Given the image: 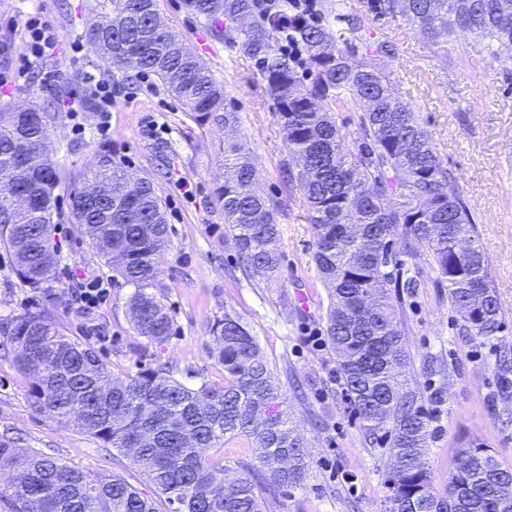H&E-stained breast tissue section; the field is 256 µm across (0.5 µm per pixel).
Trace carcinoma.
<instances>
[{
	"instance_id": "obj_1",
	"label": "carcinoma",
	"mask_w": 512,
	"mask_h": 512,
	"mask_svg": "<svg viewBox=\"0 0 512 512\" xmlns=\"http://www.w3.org/2000/svg\"><path fill=\"white\" fill-rule=\"evenodd\" d=\"M85 38L107 64L151 74L184 106L200 129L218 128L224 183L214 190L224 211V230L247 276L277 277L281 254L276 205L257 188V171L245 143L235 139L239 114L224 86L197 66L193 52L171 32L156 0H109ZM191 15L213 23V36L253 61L275 105L288 154L303 162L287 171L303 197V218L313 231V261L330 303L326 335L336 354L347 401L366 433H383L400 466L387 473V502L396 512H499L500 495L512 488L505 467L482 443L460 448L443 495L434 493L423 456L432 436L430 416L418 394L399 377L409 364L400 308L390 289L410 293L406 259L424 252L462 334L482 342L502 327V307L491 264L472 239L466 204L416 113L394 93L389 77L340 46L314 19L288 11L285 0H183ZM376 9L405 17L433 42L462 28L494 42V54L512 60V0H376ZM291 35L303 57L294 61L281 45ZM360 112L354 130L336 121V106ZM53 103L24 112L0 111V241L13 253L26 285L54 294L58 258L50 247L55 191L60 174L45 140ZM352 138L356 151L342 149ZM27 165L22 184L11 173ZM96 181L123 189L121 200L93 202L71 191L70 221L82 227L97 255L114 267L128 297L134 329L151 341L166 339L172 318L155 293L170 238L164 206L152 181L131 178L104 163ZM23 190L30 209L17 210ZM399 249H394L395 245ZM212 357L224 367V386H192L166 367L115 378L96 350L65 335L48 313L37 310L0 318V336L15 346L19 371L34 375L29 391L35 412L71 423L104 448L136 465L164 497L168 512H264L265 495L303 482V443L288 426L285 401L273 385L259 344L229 314L212 324ZM253 438L259 466L236 477L209 463L205 448L224 438ZM16 472L0 487L8 512H159L157 501L124 476H92L37 452L23 453L0 438V470Z\"/></svg>"
}]
</instances>
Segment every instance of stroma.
I'll use <instances>...</instances> for the list:
<instances>
[{
    "label": "stroma",
    "mask_w": 512,
    "mask_h": 512,
    "mask_svg": "<svg viewBox=\"0 0 512 512\" xmlns=\"http://www.w3.org/2000/svg\"><path fill=\"white\" fill-rule=\"evenodd\" d=\"M103 0H0V109H16L62 91L48 127L61 173L52 241L58 255L55 295L29 288L0 244V317L48 311L62 332L91 343L114 376L147 367H172L193 385L220 387L224 369L209 356L213 321L238 317L256 337L288 417L304 441L308 464L301 486L266 498V512H386L384 479L393 465L385 444L369 438L350 412L337 379L336 356L325 340L330 302L312 260L314 237L300 190L285 177L288 148L278 115L256 68L215 39L210 22L191 16L181 0H157L171 30L224 86L238 112V134L258 170L260 191L277 206L281 266L271 282L234 271L237 254L224 232L214 189L224 169L216 135L199 130L155 77L103 68L85 39ZM374 0H317V13L335 40L389 75L396 95L417 113L441 158L455 176L488 255L503 324L486 344L462 336L438 287L428 257L408 260L418 286L404 295L401 319L410 354L405 385L432 415L425 457L437 492H444L459 443L479 440L512 467V369L497 357L512 349V61L492 58L488 40L465 32L432 44L406 18L376 14ZM38 14L51 27L55 48L35 58L26 50L24 22ZM359 17L350 31L346 16ZM391 47L381 53V44ZM117 90L108 135L97 130L96 87ZM150 177L161 198L171 248L160 265L156 293L173 318L171 336L155 342L137 335L127 299L131 293L69 220L70 190L83 184L101 158ZM193 184V199L179 184ZM111 283L104 302L79 310L70 289L87 276ZM29 378L14 363V347L0 340V435L17 448L37 451L97 477L119 473L148 496L146 476L115 449L103 448L78 427H65L33 411Z\"/></svg>",
    "instance_id": "1"
}]
</instances>
